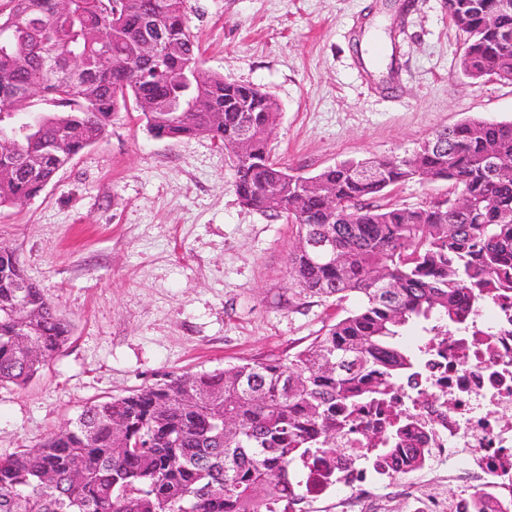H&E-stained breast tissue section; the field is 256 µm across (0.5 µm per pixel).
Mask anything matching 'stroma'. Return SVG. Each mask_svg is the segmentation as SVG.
Here are the masks:
<instances>
[{
	"mask_svg": "<svg viewBox=\"0 0 512 512\" xmlns=\"http://www.w3.org/2000/svg\"><path fill=\"white\" fill-rule=\"evenodd\" d=\"M204 67L278 104L276 160L309 176L413 152L465 118L512 121V80L460 69L446 0H185ZM0 243L72 324L23 387L0 386V456L84 407L171 374L284 358L339 311L288 284L292 225L244 207L207 137L153 138L119 112L23 205Z\"/></svg>",
	"mask_w": 512,
	"mask_h": 512,
	"instance_id": "obj_1",
	"label": "stroma"
}]
</instances>
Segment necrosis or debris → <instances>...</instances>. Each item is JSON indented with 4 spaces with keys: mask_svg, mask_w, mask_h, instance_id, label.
<instances>
[{
    "mask_svg": "<svg viewBox=\"0 0 512 512\" xmlns=\"http://www.w3.org/2000/svg\"><path fill=\"white\" fill-rule=\"evenodd\" d=\"M420 368L402 378L390 403L366 404L341 435L346 452L332 469L305 459L301 494L282 495L273 512H385L396 497L404 512H512V294L481 305L466 329L420 337ZM385 423L398 430L389 462L364 439ZM427 451L423 467L406 460ZM454 496L442 494L445 484Z\"/></svg>",
    "mask_w": 512,
    "mask_h": 512,
    "instance_id": "1",
    "label": "necrosis or debris"
}]
</instances>
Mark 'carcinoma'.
I'll return each mask as SVG.
<instances>
[{
  "label": "carcinoma",
  "mask_w": 512,
  "mask_h": 512,
  "mask_svg": "<svg viewBox=\"0 0 512 512\" xmlns=\"http://www.w3.org/2000/svg\"><path fill=\"white\" fill-rule=\"evenodd\" d=\"M501 0H450L468 42L466 68L512 79V11ZM0 13V209L35 198L118 112H140L157 138L208 137L235 173L243 206L293 225L291 285L345 310L286 358L173 375L94 403L34 449L0 456V512H271L279 491L302 492L296 461L327 462L361 404L383 400L419 362L417 326L446 336L480 305L512 292V122L467 119L415 151L344 161L307 181L272 155L275 100L200 66L184 0H9ZM165 58L146 76L141 50ZM448 182L435 197L392 200L409 182ZM332 240V249L318 247ZM70 323L0 250V385L24 386L66 345ZM386 445L397 431L374 428Z\"/></svg>",
  "instance_id": "obj_1"
}]
</instances>
